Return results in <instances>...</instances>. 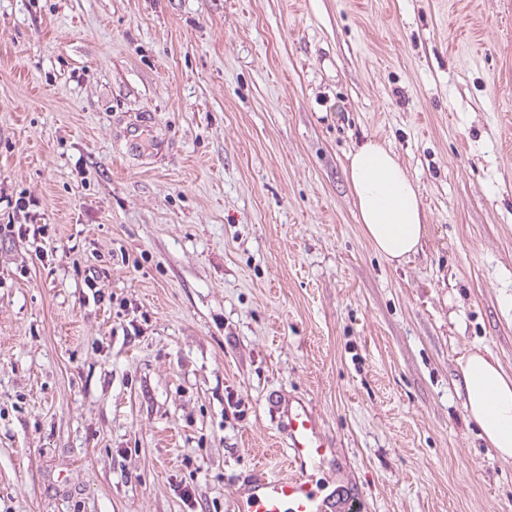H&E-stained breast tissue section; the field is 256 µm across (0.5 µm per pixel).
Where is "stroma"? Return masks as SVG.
Masks as SVG:
<instances>
[{
    "instance_id": "35a3bbf8",
    "label": "stroma",
    "mask_w": 512,
    "mask_h": 512,
    "mask_svg": "<svg viewBox=\"0 0 512 512\" xmlns=\"http://www.w3.org/2000/svg\"><path fill=\"white\" fill-rule=\"evenodd\" d=\"M0 252V512H234L279 392L338 512H512L456 366L512 376V0H0ZM347 161L364 236L388 261L405 262L418 252L426 232L418 187L396 154L373 140L361 143Z\"/></svg>"
}]
</instances>
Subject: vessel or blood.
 I'll return each instance as SVG.
<instances>
[{
  "mask_svg": "<svg viewBox=\"0 0 512 512\" xmlns=\"http://www.w3.org/2000/svg\"><path fill=\"white\" fill-rule=\"evenodd\" d=\"M276 412L292 473L261 476L236 500L234 512H335L334 498L318 475L329 452L318 417L303 404L282 405Z\"/></svg>",
  "mask_w": 512,
  "mask_h": 512,
  "instance_id": "b4317fda",
  "label": "vessel or blood"
}]
</instances>
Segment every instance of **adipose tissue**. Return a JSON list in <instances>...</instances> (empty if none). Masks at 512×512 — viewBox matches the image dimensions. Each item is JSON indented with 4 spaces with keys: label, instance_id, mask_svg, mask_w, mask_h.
I'll list each match as a JSON object with an SVG mask.
<instances>
[{
    "label": "adipose tissue",
    "instance_id": "obj_1",
    "mask_svg": "<svg viewBox=\"0 0 512 512\" xmlns=\"http://www.w3.org/2000/svg\"><path fill=\"white\" fill-rule=\"evenodd\" d=\"M346 174L364 236L388 261L415 255L425 236L418 188L396 154L378 142L361 143L347 156ZM467 416L490 448L512 459V376L479 348L456 360Z\"/></svg>",
    "mask_w": 512,
    "mask_h": 512
}]
</instances>
